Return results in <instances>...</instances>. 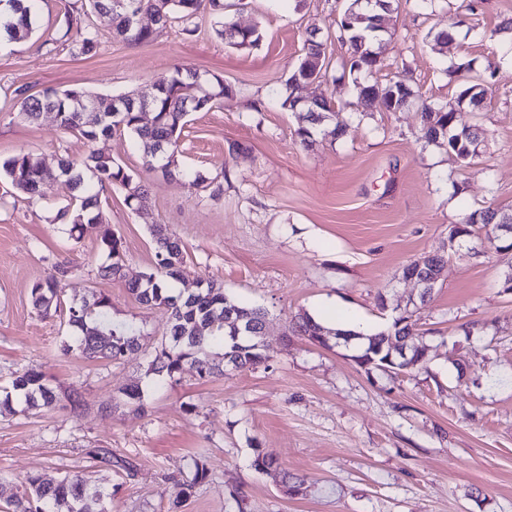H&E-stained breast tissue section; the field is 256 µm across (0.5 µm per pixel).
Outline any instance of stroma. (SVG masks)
I'll use <instances>...</instances> for the list:
<instances>
[{"instance_id": "stroma-1", "label": "stroma", "mask_w": 512, "mask_h": 512, "mask_svg": "<svg viewBox=\"0 0 512 512\" xmlns=\"http://www.w3.org/2000/svg\"><path fill=\"white\" fill-rule=\"evenodd\" d=\"M50 0L35 31L0 47V158L38 152L82 160L96 148L149 186L131 210L123 190L102 207L125 255L124 278L99 273L107 256L97 229L73 239L52 218L67 195L46 178L36 198L0 177V390L36 369L66 393L55 408L0 413V508L24 491L28 476L58 480L84 474L108 493L112 512H512V251L474 254L455 247L448 228L474 210H512V57L501 33L512 0H477L456 18L446 0L434 10L395 0L379 47L384 62L369 75L386 83L404 67L414 95L395 112L360 105L353 75L290 88L309 33L332 63L347 48L334 21L346 0H224L252 47H230L199 15L188 36L179 26L147 44L113 40L110 22L94 17L99 47L72 56L63 34L66 7ZM454 28L437 49L434 33ZM221 76L229 92L210 111L191 113L180 135L179 166L224 184L221 197L146 172L134 138L117 132L89 142L61 130L53 114L29 122L18 112L25 94L82 87L103 95L148 93L175 66ZM495 67L481 111L462 108L457 126L481 130L479 153L463 163L446 146L421 137V104L455 103L464 66ZM327 97L342 135H296L288 97ZM181 241L186 274L204 277L233 298L267 309L272 359L255 370L208 379L185 370L178 381L148 373L149 354L167 313L141 305L128 284L154 266L155 226ZM425 254L444 256L427 302L404 280ZM69 267L65 303L103 294L112 323L141 327L143 346L122 361L63 352L65 312L41 314L30 289L55 266ZM355 312L370 332L413 311L428 349L423 367L399 374L360 367L342 347L286 337L291 316ZM141 387L142 411L121 390ZM111 449L133 474L94 465L87 451ZM276 464L256 470L257 452ZM207 474L180 507L172 502L196 464ZM303 479L287 495L284 473Z\"/></svg>"}]
</instances>
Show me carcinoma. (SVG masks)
<instances>
[{
	"instance_id": "cac0c4a2",
	"label": "carcinoma",
	"mask_w": 512,
	"mask_h": 512,
	"mask_svg": "<svg viewBox=\"0 0 512 512\" xmlns=\"http://www.w3.org/2000/svg\"><path fill=\"white\" fill-rule=\"evenodd\" d=\"M6 1L13 12V18H0V32L11 40L25 37L33 30L39 17L42 4L47 0H0ZM92 12L112 20V37L118 41L144 44L153 40L158 29L178 24L186 34L196 32L195 18L200 13L214 17L219 26L218 33L228 44L238 48H248L259 41L257 30L242 32L226 14L224 0H88ZM353 4H348L336 19L339 38L348 45V56L342 68L349 72L371 74L381 65L373 45L385 31L386 12L379 11L367 17V21L348 25L345 16ZM160 17L154 27L143 28L137 25L139 14ZM68 37L70 53L75 57L87 56L98 46L97 31L86 25L76 29ZM487 80L482 77H467L461 84L458 103L466 102L475 106L485 99ZM397 89L400 96L387 103L393 110L402 108V100L411 94L409 85L396 75L385 85L377 88L373 84L359 87V95H383L388 98L390 90ZM228 87L218 76L204 78L190 67L181 65L172 74L154 85V93L143 100L125 94L123 98L135 101V106L113 115V97L93 93L81 87L67 90L45 89L24 97L20 117L28 121L40 118L44 112L55 113L59 127L64 131L77 132L91 143L102 136L117 131L133 135L141 147L144 165L148 170L164 166L170 176L179 177L191 189H197L206 182L198 171L175 166V156L181 131L192 112L211 110ZM154 112V120L145 124L140 109ZM328 109L318 108L316 112H301V125L297 136L304 145L313 142L315 133L324 136L336 135L342 127L336 126L327 131L321 128L327 120ZM423 138L431 143H446L448 155L460 162L473 157L474 142L480 139L479 128H459L452 123V113L432 112L424 108L420 113ZM0 174L4 175L12 187L29 196L38 192L40 183L51 169L46 158L33 152H20L0 160ZM57 177L67 191L68 204L58 209L55 220L67 226L68 234L81 238L90 226L100 227V245L107 254L109 263L102 267V275L107 278H123L124 254L120 240L108 227L101 208V193L108 187H119L126 191L125 202L131 207L145 199L147 189L139 178L129 173L111 157L92 150L81 161L60 157L57 159ZM512 223V213L506 214L495 209L474 210L461 220L463 236L473 235L474 226L481 225L486 231L487 241L495 248H501L503 240L498 226ZM156 244V264L142 274L130 291L143 305L163 308L168 313V327L161 344L154 349L148 364V372L175 378L185 367L195 370L199 378L215 374L218 366L208 354L212 346L224 349V367L242 370L268 363L271 351L262 343L260 335L266 321L267 312L254 305L240 302L227 295L224 288L207 280L202 288L181 295L172 291L171 284L179 282L184 273V256L180 240L165 232L163 228L153 230ZM69 273L65 266H57L53 273L37 281L30 294L33 306L47 315L61 305V280ZM111 307L109 297L102 295L93 302L72 303L67 308L68 324L73 334L63 341L66 352L76 351L87 359L117 361L127 353L141 348L140 331L133 326L114 327L108 319L107 309ZM324 329L307 313L297 314L289 322V331L297 336H305L317 341L318 333ZM337 335L354 338L358 354L355 361L367 370H385L397 374L424 363L422 356L425 346L418 341L416 322L410 316H400L386 329L372 334L339 329ZM406 347L408 358L390 355L397 347ZM393 357L396 365L385 363ZM18 398L26 410L50 408L59 395L55 388L38 371L30 370L16 376L11 386L4 390L0 408L9 407L13 398ZM90 458L100 468L110 470L114 465L112 451L106 448H91ZM206 478V469L195 464L192 482L181 484L176 498L184 500L190 496L192 488ZM106 498L102 490L93 487L90 480L82 475L65 476L49 482L40 475L27 478V487L20 497L7 501L4 512H107Z\"/></svg>"
}]
</instances>
